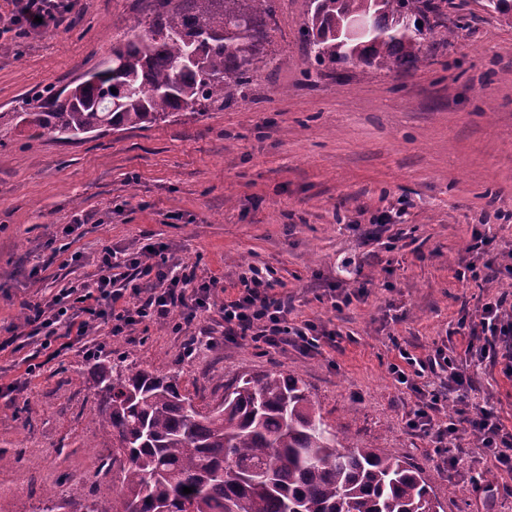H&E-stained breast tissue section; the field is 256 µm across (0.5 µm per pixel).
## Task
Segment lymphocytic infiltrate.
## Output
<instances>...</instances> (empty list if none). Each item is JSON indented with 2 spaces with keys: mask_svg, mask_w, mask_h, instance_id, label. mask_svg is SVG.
I'll return each mask as SVG.
<instances>
[{
  "mask_svg": "<svg viewBox=\"0 0 512 512\" xmlns=\"http://www.w3.org/2000/svg\"><path fill=\"white\" fill-rule=\"evenodd\" d=\"M16 8L15 37L22 38L34 28L58 26L65 9L61 0H14ZM116 250L102 249L98 259V274L93 281L56 295L24 305V325L29 336L41 339L43 349L62 345L73 348L100 324L111 327L113 336H120L143 321L166 322L173 312H180L183 321L195 318L198 309L208 307L215 281L194 284L192 279L179 276L176 264L168 256L165 245L126 256V266L137 271L149 282L147 297L126 300L123 289L117 288L113 272ZM276 282L259 268H251L243 278L236 296L221 306L224 317V336L227 339H250L272 347L293 345L306 353L319 346L325 336L324 327L304 320L289 321L288 301L278 296ZM70 337L61 341L59 329ZM471 335L479 344H468L471 356L483 359L495 349H502L512 359V311L506 297L485 303L474 315ZM401 364L391 367L399 384L419 394L420 405L407 422L409 430L432 437L435 443L455 440L459 424H466L482 448L488 463L495 469L512 473V430L506 429L494 411L469 408L467 393L471 378L457 370L447 349L439 347L434 353L416 357L401 352ZM453 400V414L448 421L435 419L442 401Z\"/></svg>",
  "mask_w": 512,
  "mask_h": 512,
  "instance_id": "f902f5d3",
  "label": "lymphocytic infiltrate"
}]
</instances>
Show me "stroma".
<instances>
[{
    "instance_id": "stroma-1",
    "label": "stroma",
    "mask_w": 512,
    "mask_h": 512,
    "mask_svg": "<svg viewBox=\"0 0 512 512\" xmlns=\"http://www.w3.org/2000/svg\"><path fill=\"white\" fill-rule=\"evenodd\" d=\"M456 26L419 68L374 73L349 61L317 65L300 31L309 0H270L271 58L243 98L147 128L61 142L19 117L41 89H62L105 68L112 44L152 0H68L63 21L22 41L0 37V512H55L112 500L117 473L88 445L96 411L85 349L129 355L179 375L190 394L218 401L222 382L279 370L298 376L351 442L370 441L428 476L445 512H512V474L486 472L476 441L460 433L463 463L443 466L431 438L407 425L418 396L390 371L400 350H452L473 377L468 402L512 429V376L504 359L467 362L462 324L483 304L512 296V278L463 276L473 228L489 255L512 251V21L483 0H450ZM406 213L378 240L373 216ZM167 245L196 282L216 279L209 308L182 331L154 322L63 351L20 393L39 341L25 335L23 304L95 279L104 247L131 253ZM268 270L292 320L336 330L318 351L224 338L220 307L249 266ZM366 285L333 308L328 288ZM214 347L182 356L187 339Z\"/></svg>"
}]
</instances>
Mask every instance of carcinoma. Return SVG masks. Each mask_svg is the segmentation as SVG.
<instances>
[{
	"label": "carcinoma",
	"instance_id": "1",
	"mask_svg": "<svg viewBox=\"0 0 512 512\" xmlns=\"http://www.w3.org/2000/svg\"><path fill=\"white\" fill-rule=\"evenodd\" d=\"M153 14L112 45V66L23 101L22 121L62 142L110 127L140 128L245 96L267 56L268 0H154ZM352 18L373 31L348 39ZM443 42L448 0H310L303 22L317 64L415 69L426 32ZM116 92H111V89ZM92 437L112 443L103 466L121 486L112 510L83 512H441L423 470L370 444L344 446L303 382L243 374L215 405L179 377L98 358ZM192 493H182L183 488Z\"/></svg>",
	"mask_w": 512,
	"mask_h": 512
}]
</instances>
